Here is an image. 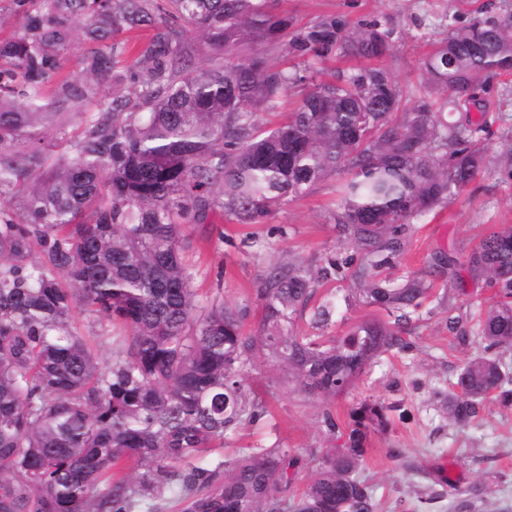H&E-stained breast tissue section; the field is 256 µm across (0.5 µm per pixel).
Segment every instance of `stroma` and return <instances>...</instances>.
Wrapping results in <instances>:
<instances>
[{"mask_svg":"<svg viewBox=\"0 0 512 512\" xmlns=\"http://www.w3.org/2000/svg\"><path fill=\"white\" fill-rule=\"evenodd\" d=\"M486 6L500 16L512 13V0L275 2L279 12L300 25L333 14L354 25L389 20L398 37L384 63L409 107L421 95L420 63L433 42L443 36L449 22L464 23ZM162 27L161 20L154 19L137 29L116 31L109 41L113 67L97 80L86 72L90 44L82 29H75L72 45L45 95L57 96L65 82L80 87L83 95L68 102L60 119L45 125V142L77 134L83 113L110 104L115 86L130 90L132 65L147 63L148 49ZM336 186L333 179L319 183L261 224H237L221 216L210 224H186V258L200 301L219 295L225 305L247 307L244 332L260 335L264 310L255 286L261 276L287 259L316 264L328 255H353V246L341 237L333 219ZM494 224H512V179L503 173L478 176L448 206L411 219L404 250L383 275L395 284L424 277L434 282L435 291L422 305L419 321L403 331V347L380 354L354 388L331 397L298 392L273 362L252 358L242 373V390L247 398L262 400L266 413L256 423L227 431L220 455L232 457L247 448L280 445L303 460L293 484L294 490H302L325 451L343 445L352 410L361 402L379 401L391 408L389 422L371 432L360 474L371 485L381 512H456L462 490L470 493V512H512V407L487 397L477 415L462 425L449 420L439 401L440 394L454 389L465 363L483 354L485 344L473 329L497 295L485 282L472 280L461 265L451 278L434 268L433 259L451 256L461 262ZM326 299L336 304L332 322L322 330L326 336H342L362 321L390 319L386 310L366 304L347 277L329 278L318 287L314 302ZM453 316L462 318L467 335L449 330ZM72 323L96 345L104 364H111V324L79 309ZM327 412L336 420L335 429L324 423Z\"/></svg>","mask_w":512,"mask_h":512,"instance_id":"1","label":"stroma"}]
</instances>
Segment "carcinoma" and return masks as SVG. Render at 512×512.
Here are the masks:
<instances>
[{"mask_svg": "<svg viewBox=\"0 0 512 512\" xmlns=\"http://www.w3.org/2000/svg\"><path fill=\"white\" fill-rule=\"evenodd\" d=\"M25 32L0 43V512H377L359 476L372 429L387 407L363 403L340 448L326 451L313 480L291 495L301 459L286 448H249L232 458L204 454L227 430L265 414L245 397L240 376L261 354L310 394L334 396L380 353L403 345L401 328L419 319L433 283L413 277L392 287L375 271L404 248L410 219L445 206L488 171L483 96L512 73V19L481 12L448 25L421 67L425 88L409 112L385 66L395 29L379 20L354 29L328 15L297 26L271 0H166L156 9L224 52L203 68L188 65L159 32L151 66L127 95L83 115L82 133L63 151L38 129L45 85L71 45V23L85 21L96 43L118 27L151 22L142 0H37ZM282 48L302 63L358 57L303 94L275 125L258 113L318 72L282 69L237 51ZM112 52L94 50L93 73L112 69ZM341 178L334 216L359 259L326 256L314 268L290 260L256 288L261 336L243 334L244 311L216 297L199 306L185 260L183 225L220 213L261 224L316 184ZM472 278L497 288L498 301L477 335L487 348L512 349V225H493L467 257ZM366 303L394 317L363 321L338 339L301 336L324 279L345 273ZM77 309L123 328L112 337V365L72 326ZM335 306L314 307L318 327ZM444 397L465 424L492 393L512 403V375L498 356H477ZM132 460L142 471L118 474Z\"/></svg>", "mask_w": 512, "mask_h": 512, "instance_id": "obj_1", "label": "carcinoma"}]
</instances>
